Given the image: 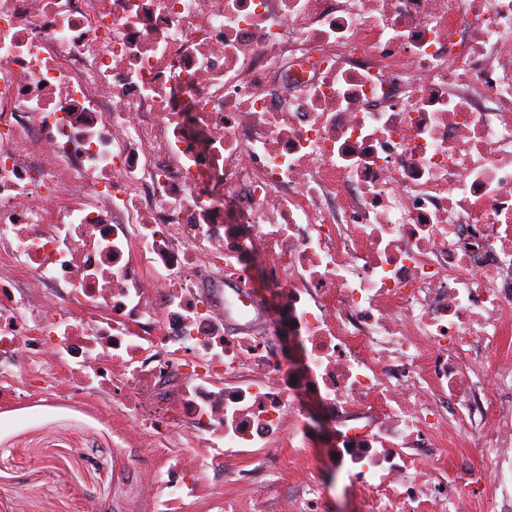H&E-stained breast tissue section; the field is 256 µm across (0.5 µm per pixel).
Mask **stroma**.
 <instances>
[{
	"label": "stroma",
	"instance_id": "stroma-1",
	"mask_svg": "<svg viewBox=\"0 0 512 512\" xmlns=\"http://www.w3.org/2000/svg\"><path fill=\"white\" fill-rule=\"evenodd\" d=\"M308 411L314 446L303 454L279 449L277 474L262 470L256 456L225 461V470L252 469L258 477L254 500H241L239 512H277L280 498L302 495L307 466L327 489L328 512H359L347 476L333 464L324 416L313 404ZM186 442L180 431L161 448L149 447L133 418L108 397L18 387L0 397V512H153L142 474L166 469ZM477 457L476 448H452L445 461L463 485L461 512H480L471 493Z\"/></svg>",
	"mask_w": 512,
	"mask_h": 512
}]
</instances>
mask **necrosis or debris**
<instances>
[{
    "mask_svg": "<svg viewBox=\"0 0 512 512\" xmlns=\"http://www.w3.org/2000/svg\"><path fill=\"white\" fill-rule=\"evenodd\" d=\"M511 329L512 0H0V394L189 429L155 512L310 447L302 389L364 512H459L470 444L512 512ZM255 253L257 255L253 256L252 260L256 261L257 263L255 265H252L250 267V269L252 270L253 266H255V268L258 269V272H255L256 281H255L254 285L252 284V286L253 287L255 286L256 288H251V289L255 293H257L263 300L265 299L264 301H266V304H267L266 309H267L268 303L270 302L271 297H270L269 293L266 291V289H269V288H266L267 283H266V278H265V271L267 269V274H269V265H268L269 262H268L266 256L263 254V252L256 251ZM272 289H274V291H275L274 297L272 299L273 303H274V311L272 312L268 307V309H267L268 316H273L271 313L277 312L278 308L280 307V301H281L280 294L276 291L275 288L269 289V292L272 293Z\"/></svg>",
    "mask_w": 512,
    "mask_h": 512,
    "instance_id": "obj_1",
    "label": "necrosis or debris"
}]
</instances>
